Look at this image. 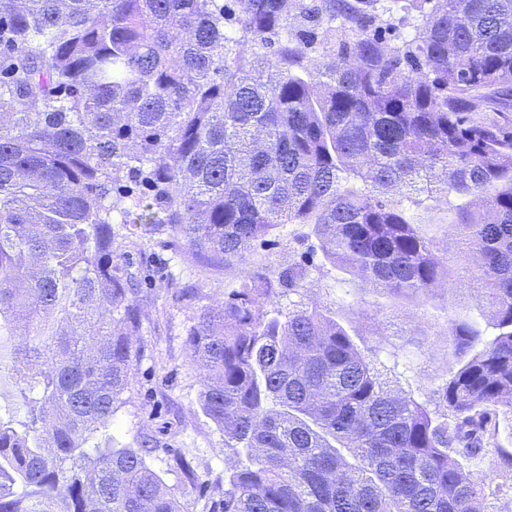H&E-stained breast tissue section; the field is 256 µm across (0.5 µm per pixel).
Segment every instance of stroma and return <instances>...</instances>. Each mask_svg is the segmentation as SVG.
Segmentation results:
<instances>
[{"label": "stroma", "instance_id": "obj_1", "mask_svg": "<svg viewBox=\"0 0 512 512\" xmlns=\"http://www.w3.org/2000/svg\"><path fill=\"white\" fill-rule=\"evenodd\" d=\"M406 209L440 255L464 264L444 199L426 197ZM116 230L114 258L137 276L142 313L130 385L112 418L113 444L136 448L148 441V465L175 489L182 483L172 468L174 456L190 461L201 489L183 493V512H222L214 488L223 484L227 468L224 437L199 406L201 371L188 354L186 333L200 306L224 300L250 276L274 275L308 260L309 277L294 301L335 312L359 345L377 348L402 390L421 401L447 374L449 310L493 328L490 305L479 303L476 289L466 285L441 284L424 301L373 291L357 274L325 260L308 224L279 226L226 266L192 257L180 236L148 224Z\"/></svg>", "mask_w": 512, "mask_h": 512}]
</instances>
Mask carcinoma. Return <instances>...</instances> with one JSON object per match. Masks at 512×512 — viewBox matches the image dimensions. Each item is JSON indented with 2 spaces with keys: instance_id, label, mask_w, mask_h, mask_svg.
I'll list each match as a JSON object with an SVG mask.
<instances>
[{
  "instance_id": "obj_1",
  "label": "carcinoma",
  "mask_w": 512,
  "mask_h": 512,
  "mask_svg": "<svg viewBox=\"0 0 512 512\" xmlns=\"http://www.w3.org/2000/svg\"><path fill=\"white\" fill-rule=\"evenodd\" d=\"M383 0H0V336H22L0 414V512H182L112 446L141 326L114 225L167 228L209 263L281 224L393 294L428 296L447 258L390 204L437 194L496 333L448 317V379L419 402L330 312L271 296L296 262L200 310L187 347L199 404L233 465L223 512H494L512 493V129L467 113L512 106V0H404L401 46L369 32ZM352 24L318 62L289 18ZM459 199L455 204L451 198ZM496 458L494 475L465 463ZM196 488L189 461L174 457ZM22 491H13L15 485Z\"/></svg>"
}]
</instances>
